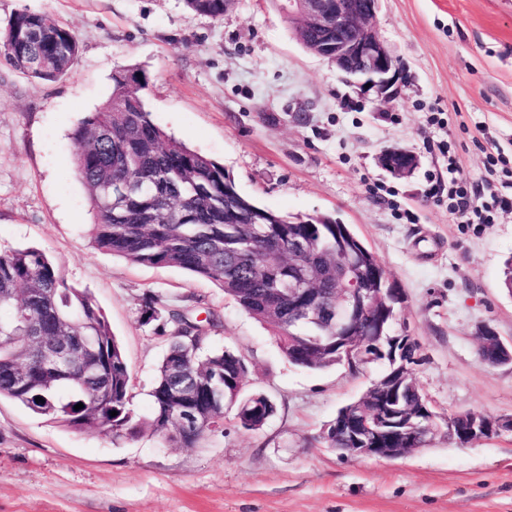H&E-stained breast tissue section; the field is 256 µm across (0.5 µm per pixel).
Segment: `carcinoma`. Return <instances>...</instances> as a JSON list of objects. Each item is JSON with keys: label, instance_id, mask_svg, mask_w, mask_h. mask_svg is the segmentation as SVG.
<instances>
[{"label": "carcinoma", "instance_id": "obj_1", "mask_svg": "<svg viewBox=\"0 0 512 512\" xmlns=\"http://www.w3.org/2000/svg\"><path fill=\"white\" fill-rule=\"evenodd\" d=\"M190 11L220 19L230 0H184ZM75 34L53 15L21 10L0 30V58L44 82L67 75L79 56ZM147 79L135 71L113 76L112 96L73 133L75 173L95 211V246L132 264L174 267L224 291L250 318L271 327L276 344L293 365L323 370L350 350L359 364L360 345L371 336L336 335L327 318L307 322L276 292L301 263L314 266L315 287L335 296L336 263L363 273L361 288L386 276L379 259L347 224L329 217L319 224H290L234 190L224 167L168 136L145 105ZM0 397L69 430L117 441L145 433L168 444L193 448L205 434L224 431L225 412L239 428L255 431L275 414L262 392L243 391L245 357L216 346L211 330L159 299L143 298L144 324L162 321L169 333L150 397L152 413L133 408L131 375L124 351L102 310L86 292L70 287L43 251L17 248L0 253ZM38 336H73L81 342L65 366L37 362ZM489 366L512 360L499 343L480 345ZM422 392L415 381L401 388L399 404L418 412ZM83 404L76 410L74 406ZM373 402L365 395L338 414L365 420ZM117 412L111 416L110 412ZM198 422L185 431L180 418ZM433 431L425 426L406 440L385 446L423 448Z\"/></svg>", "mask_w": 512, "mask_h": 512}]
</instances>
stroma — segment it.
I'll return each mask as SVG.
<instances>
[{
	"label": "stroma",
	"instance_id": "obj_1",
	"mask_svg": "<svg viewBox=\"0 0 512 512\" xmlns=\"http://www.w3.org/2000/svg\"><path fill=\"white\" fill-rule=\"evenodd\" d=\"M24 9L65 24L80 55L52 83L0 61V252L43 250L96 301L140 416L166 349L140 322L148 295L218 320L216 345L247 358L246 392L276 412L258 431L226 417L199 447L175 448L76 433L1 399L0 512H512L511 430L464 446L440 432L394 460L327 448L325 425L385 362L294 366L211 282L95 249L73 164V132L109 99L113 74L143 73L154 123L222 164L240 194L291 218L331 217L376 254L420 344L412 375L440 416L510 418L512 365L483 364L477 335L489 326L512 341L501 287L512 208L463 224L440 186L453 159L470 183L512 197V0H379L376 30L402 69L388 103L308 52L279 0H235L217 20L183 0H0V25ZM391 146L418 154L413 174L379 167Z\"/></svg>",
	"mask_w": 512,
	"mask_h": 512
}]
</instances>
